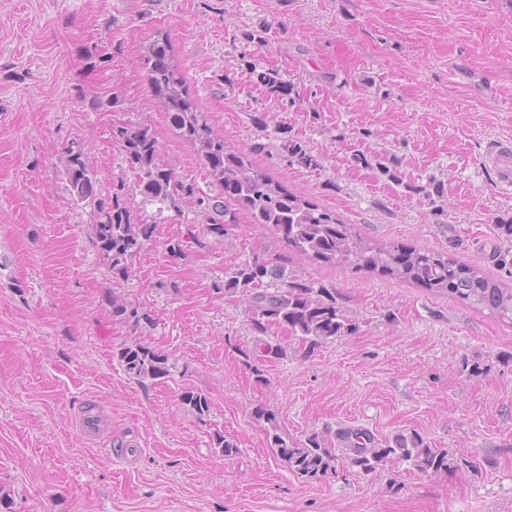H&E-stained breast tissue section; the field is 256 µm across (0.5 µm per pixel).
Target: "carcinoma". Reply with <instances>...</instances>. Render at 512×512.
I'll return each instance as SVG.
<instances>
[{"label": "carcinoma", "instance_id": "carcinoma-1", "mask_svg": "<svg viewBox=\"0 0 512 512\" xmlns=\"http://www.w3.org/2000/svg\"><path fill=\"white\" fill-rule=\"evenodd\" d=\"M170 50L167 41L149 46L148 83L162 102L170 125L201 153L215 181L217 201L206 203L197 185L181 179L161 159L157 138L148 127L130 123L112 129V141L136 174L141 197L137 204L131 202L122 185L106 191L98 188L82 149L69 148L64 176L73 198L92 209V243L112 277L129 278L138 254L155 241L156 225L144 215L147 207L154 206L159 212L181 205L198 208L206 214L210 233L222 237L225 227L236 223V212L224 205V199L229 198L248 210L255 223L271 226L287 247L320 263L394 276L512 321V288L502 287L450 253L402 243L373 246L354 225L288 192L268 174L246 164L241 155L225 149L224 139L214 133L188 96ZM288 161L306 168L317 165L314 156L293 140L288 141ZM287 268L288 253L283 252L266 259L257 257L225 273L224 290L237 295L251 313L255 334L266 336L271 327L285 325L308 354L329 339L357 331L356 322L346 315L339 291L297 276L287 277ZM112 316L136 326L150 321L149 314L130 309L117 299L112 300ZM118 359L136 379L166 374V357L140 343L122 348ZM181 399L200 415L209 411L208 398L199 392L187 390ZM274 441L288 468L309 480L326 476L331 462L337 459L366 474L394 460L434 474L448 470V453L431 447L416 433L381 439L367 428L341 427L336 429L334 448L318 433L291 445L278 435Z\"/></svg>", "mask_w": 512, "mask_h": 512}]
</instances>
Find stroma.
I'll return each mask as SVG.
<instances>
[{
  "instance_id": "stroma-1",
  "label": "stroma",
  "mask_w": 512,
  "mask_h": 512,
  "mask_svg": "<svg viewBox=\"0 0 512 512\" xmlns=\"http://www.w3.org/2000/svg\"><path fill=\"white\" fill-rule=\"evenodd\" d=\"M162 37L209 126L255 168L371 244L449 252L512 286L494 256L512 194L481 163L512 136V0H0V512H512L511 321L294 252L289 275L338 289L358 326L300 357L287 327L255 335L219 289L286 250L244 210L218 238L191 209H148L156 238L131 276L103 265L63 176L71 143L101 186L133 197L112 130L147 126L181 179L215 192L148 84L145 49ZM268 70L290 95L261 82ZM291 139L316 167L289 163ZM116 299L150 322L113 318ZM134 342L165 355V377L127 374L117 354ZM267 343L285 356L265 357ZM188 389L207 413L182 402ZM87 403L104 422L93 439ZM340 426L419 434L448 469L340 465L309 481L274 445ZM125 437L139 444L128 463Z\"/></svg>"
}]
</instances>
